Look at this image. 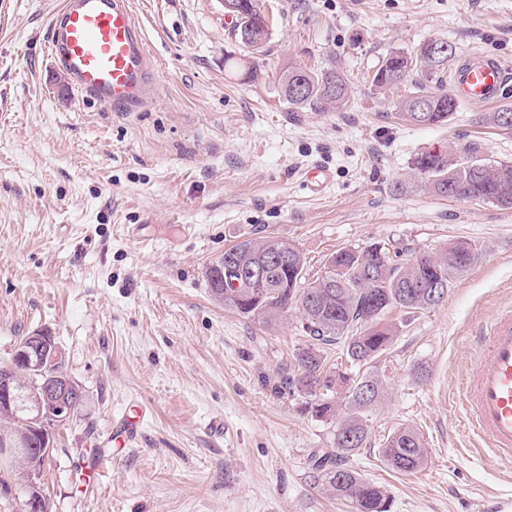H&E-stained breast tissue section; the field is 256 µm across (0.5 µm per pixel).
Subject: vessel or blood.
Returning a JSON list of instances; mask_svg holds the SVG:
<instances>
[{"mask_svg":"<svg viewBox=\"0 0 512 512\" xmlns=\"http://www.w3.org/2000/svg\"><path fill=\"white\" fill-rule=\"evenodd\" d=\"M48 53L70 90L113 112H130L151 100L158 69L145 48L131 0H61L48 25ZM512 71L490 54L456 66L449 87L462 103L503 100ZM469 434L492 457L512 461V306L493 315L471 346L462 384Z\"/></svg>","mask_w":512,"mask_h":512,"instance_id":"obj_1","label":"vessel or blood"}]
</instances>
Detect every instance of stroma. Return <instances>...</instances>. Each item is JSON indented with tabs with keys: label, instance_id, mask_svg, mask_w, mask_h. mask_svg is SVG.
Returning a JSON list of instances; mask_svg holds the SVG:
<instances>
[{
	"label": "stroma",
	"instance_id": "35a3bbf8",
	"mask_svg": "<svg viewBox=\"0 0 512 512\" xmlns=\"http://www.w3.org/2000/svg\"><path fill=\"white\" fill-rule=\"evenodd\" d=\"M268 2L270 40L245 80L224 69L247 50L221 0H132L159 84L119 113L70 91L54 66L59 0H0V365L22 337L50 330L84 394L39 480L48 512H352L309 467L334 423L285 386L304 342L296 316L269 326L207 290L208 265L264 235L295 244L313 279L345 247L477 251L442 303L388 314L404 328L379 359L384 393L349 464L387 488L391 512H484L512 496V461L474 448L460 400L465 337L512 303V209L433 195L412 170L428 150L512 162V132L464 104L448 123H407L400 90L372 83L386 55L432 39L455 61L485 51L512 70V0ZM291 67L340 70L349 102L293 108L279 82ZM315 166L333 175L319 196L303 183ZM136 401L147 408L138 438L98 465ZM402 424L429 450L412 475L380 454ZM19 468L0 454V512L23 508Z\"/></svg>",
	"mask_w": 512,
	"mask_h": 512
}]
</instances>
